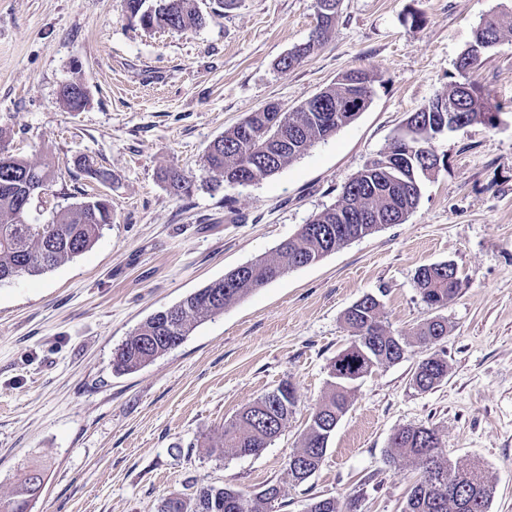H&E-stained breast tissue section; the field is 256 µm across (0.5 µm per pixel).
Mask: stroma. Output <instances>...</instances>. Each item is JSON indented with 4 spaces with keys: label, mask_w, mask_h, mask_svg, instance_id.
<instances>
[{
    "label": "stroma",
    "mask_w": 512,
    "mask_h": 512,
    "mask_svg": "<svg viewBox=\"0 0 512 512\" xmlns=\"http://www.w3.org/2000/svg\"><path fill=\"white\" fill-rule=\"evenodd\" d=\"M505 8L512 0H341L321 44L283 72L279 59L317 26L315 0H231L186 31L144 29L126 0H0V148L53 171L29 221L47 223L91 194L112 203L89 251L0 284V498L38 468L46 482L32 512H157L192 489L270 484L281 488L274 512H307L317 496L402 512L416 475L391 463L389 439L424 425L451 462L480 463L489 512H512L511 36L476 73L500 124L434 140L442 164L422 178L404 223L288 271L143 369H112L148 316L270 253L334 204L411 112L458 81L480 15ZM352 69L374 78L364 112L273 175L208 188L203 156L224 130L271 102L293 111ZM69 82L88 90L81 110L60 99ZM85 160L109 182L89 177ZM166 168L193 177L191 196L170 195ZM444 261L460 288L434 310L416 273ZM367 294L405 354L357 383L319 469L293 483L288 460L351 342L344 313ZM435 316L448 334L422 346L414 332ZM435 353L448 376L418 391L411 376ZM284 382L297 405L267 448L208 454L226 420Z\"/></svg>",
    "instance_id": "obj_1"
}]
</instances>
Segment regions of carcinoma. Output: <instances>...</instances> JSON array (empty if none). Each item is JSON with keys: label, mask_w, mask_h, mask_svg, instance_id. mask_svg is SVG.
I'll return each mask as SVG.
<instances>
[{"label": "carcinoma", "mask_w": 512, "mask_h": 512, "mask_svg": "<svg viewBox=\"0 0 512 512\" xmlns=\"http://www.w3.org/2000/svg\"><path fill=\"white\" fill-rule=\"evenodd\" d=\"M170 1L172 8L149 15L150 28L185 31L206 24L208 15L200 12L194 0H164ZM475 29L495 46L504 32L512 34V12L485 13ZM480 65L479 60H459L457 67L463 82L454 84L444 101L462 110L467 123L489 126L488 91L471 78ZM464 83L476 88L479 96L461 97ZM351 93V87L341 79L324 89L326 104L336 106L332 114L311 110L304 103L292 112L280 113L275 122L269 118L271 103L249 114L209 145L203 156V171L209 182L219 187L245 173L258 180L274 174L314 142L333 135L357 116L346 109ZM432 107L430 101L408 117L402 133L407 144L399 170L389 166L391 158L386 155L371 161L344 186L336 203L315 215L271 253L187 295L173 305L178 311L176 319L168 322L159 311L151 314L116 349L113 371L130 374L141 370L183 343L196 324L223 313L227 306L289 270L312 265L388 224L403 223L421 193V178L439 168L434 161L437 117ZM48 176L49 170L23 158L0 155V283L40 275L84 253L96 243L104 226L112 223V205L102 195L59 211L49 224L28 222L29 184ZM164 180L170 193L177 197L191 192L192 180L176 170L165 172ZM360 211L373 214L376 220L369 224L353 222L352 214ZM416 285L423 301L436 309L458 292L460 280L454 264L433 263L418 269ZM380 308L378 298L365 295L344 314L353 340L336 356L344 365L332 366L330 392L314 408L301 447L290 457L288 476L296 483L305 482L318 470L327 451L328 430L347 412L353 385L369 369L394 363L405 354L406 342L385 329ZM447 335L448 324L439 318L424 323L415 332L419 342L428 345ZM447 376V361L436 354L417 365L411 382L426 392ZM295 407V396H286L282 387H277L227 421L219 441L209 451L232 456L258 454L280 434ZM390 447L394 449L392 461L403 459L420 473L404 512H488L492 491L481 468L477 464H451L435 429L422 425L402 427L391 436ZM36 491L32 471L27 470L12 496L0 500V508L29 512ZM280 496L277 485H269L254 495L209 487L192 498L182 499L181 512H273L272 503Z\"/></svg>", "instance_id": "carcinoma-1"}]
</instances>
